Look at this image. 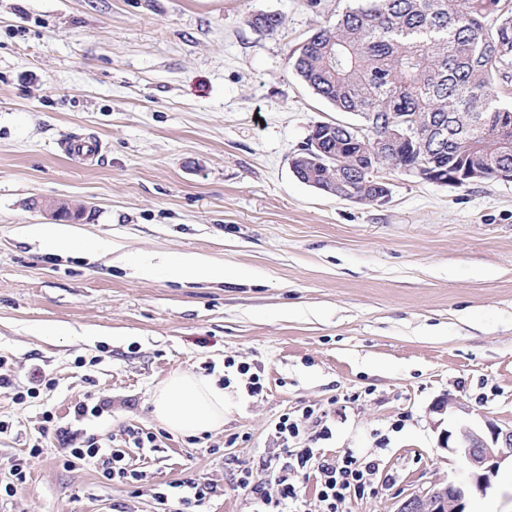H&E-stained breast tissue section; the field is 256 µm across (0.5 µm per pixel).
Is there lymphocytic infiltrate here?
I'll return each instance as SVG.
<instances>
[{
  "instance_id": "lymphocytic-infiltrate-1",
  "label": "lymphocytic infiltrate",
  "mask_w": 512,
  "mask_h": 512,
  "mask_svg": "<svg viewBox=\"0 0 512 512\" xmlns=\"http://www.w3.org/2000/svg\"><path fill=\"white\" fill-rule=\"evenodd\" d=\"M330 433V428L325 426L307 434L290 416L285 415L279 419L275 426L277 439L286 442L304 437L308 443L288 451L287 459L280 466L276 478V492H268L264 482L257 479L253 469L241 470L239 483L254 496L258 505L257 512H306L305 500L294 477L296 473L312 468L319 474L316 491L321 512H343L342 506L348 497L361 498L373 493V477L379 470L378 463L349 452L337 460L324 458L315 449L314 444L328 439ZM97 457L103 460L106 478L122 482L138 480V473L128 470L124 465V451L100 444L96 437H88L84 447H65L61 450L63 464L68 468Z\"/></svg>"
}]
</instances>
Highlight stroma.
Wrapping results in <instances>:
<instances>
[{
  "mask_svg": "<svg viewBox=\"0 0 512 512\" xmlns=\"http://www.w3.org/2000/svg\"><path fill=\"white\" fill-rule=\"evenodd\" d=\"M358 0H0V357L38 400L0 390V485L28 481L0 512H174L170 483L215 485L201 512H253L238 484L279 452L275 425L309 408L331 430L324 456L376 461L377 490L345 512H396L403 496L459 480L431 410L456 397L463 420L512 425V181L469 186L391 168L382 203L337 199L290 166L316 124L356 123L292 70V52ZM278 13L267 35L248 20ZM96 141L90 158L62 141ZM80 209L93 256L18 238L52 224L45 202ZM189 252L247 278L135 277L128 259ZM63 325L62 336L49 328ZM263 384L248 388L237 364ZM229 378L222 430L189 438L153 416L169 374ZM104 401L76 421L75 405ZM79 436L123 444L141 481L101 462L67 468L40 414ZM42 440L43 452L29 449ZM465 512H512V464ZM52 385V379L40 368H34L28 378V385H20L11 375L0 373V389H8L14 392L15 399L20 403L28 399H37L40 396L42 386L48 388Z\"/></svg>",
  "mask_w": 512,
  "mask_h": 512,
  "instance_id": "obj_1",
  "label": "stroma"
}]
</instances>
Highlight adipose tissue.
<instances>
[{"instance_id": "adipose-tissue-1", "label": "adipose tissue", "mask_w": 512, "mask_h": 512, "mask_svg": "<svg viewBox=\"0 0 512 512\" xmlns=\"http://www.w3.org/2000/svg\"><path fill=\"white\" fill-rule=\"evenodd\" d=\"M21 235L38 240L49 251L67 249L75 252L91 250V241L79 236L67 224H28ZM140 277H154L159 268H172L188 281H222L238 278V271L205 261L196 255L174 252L160 262L134 259ZM153 415L170 431L195 435L213 432L224 425V389L216 379L191 371H177L166 378L154 391Z\"/></svg>"}]
</instances>
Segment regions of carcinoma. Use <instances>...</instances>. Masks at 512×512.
I'll use <instances>...</instances> for the list:
<instances>
[{"mask_svg":"<svg viewBox=\"0 0 512 512\" xmlns=\"http://www.w3.org/2000/svg\"><path fill=\"white\" fill-rule=\"evenodd\" d=\"M276 34L278 13L248 20ZM296 74L362 127L320 123L295 161L306 183L363 202L376 197L383 167L404 169L424 157L434 179L456 186L512 176V11L502 0H363L320 27L289 57ZM420 121L418 138L382 142L391 125Z\"/></svg>","mask_w":512,"mask_h":512,"instance_id":"1","label":"carcinoma"}]
</instances>
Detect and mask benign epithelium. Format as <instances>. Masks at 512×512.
<instances>
[{
	"label": "benign epithelium",
	"mask_w": 512,
	"mask_h": 512,
	"mask_svg": "<svg viewBox=\"0 0 512 512\" xmlns=\"http://www.w3.org/2000/svg\"><path fill=\"white\" fill-rule=\"evenodd\" d=\"M414 135L411 127L395 125L386 134V140L392 144L409 142ZM461 409L462 404L448 396L436 401L432 412L451 415ZM486 428L484 432L461 424L442 431L441 447L459 456L467 478L415 494L405 499L397 512H464L463 500L470 489L486 491L500 465L512 460V427L503 429L489 421Z\"/></svg>",
	"instance_id": "obj_1"
}]
</instances>
